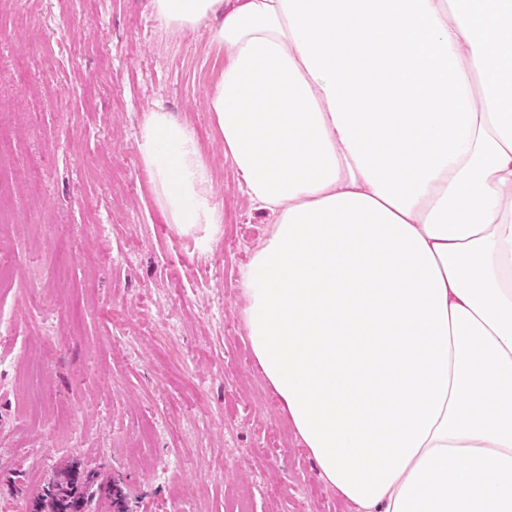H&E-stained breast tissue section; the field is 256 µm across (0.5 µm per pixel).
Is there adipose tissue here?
I'll list each match as a JSON object with an SVG mask.
<instances>
[{
  "instance_id": "adipose-tissue-1",
  "label": "adipose tissue",
  "mask_w": 512,
  "mask_h": 512,
  "mask_svg": "<svg viewBox=\"0 0 512 512\" xmlns=\"http://www.w3.org/2000/svg\"><path fill=\"white\" fill-rule=\"evenodd\" d=\"M212 23L206 99L269 219L252 354L356 512H512V0H152ZM139 147L169 223L223 213L195 132Z\"/></svg>"
}]
</instances>
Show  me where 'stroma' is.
Wrapping results in <instances>:
<instances>
[{"mask_svg": "<svg viewBox=\"0 0 512 512\" xmlns=\"http://www.w3.org/2000/svg\"><path fill=\"white\" fill-rule=\"evenodd\" d=\"M224 56L152 0H0V512L66 468L120 480L126 512H353L251 352L238 278L267 218L205 106ZM155 108L204 147L209 247L143 163Z\"/></svg>", "mask_w": 512, "mask_h": 512, "instance_id": "stroma-1", "label": "stroma"}]
</instances>
